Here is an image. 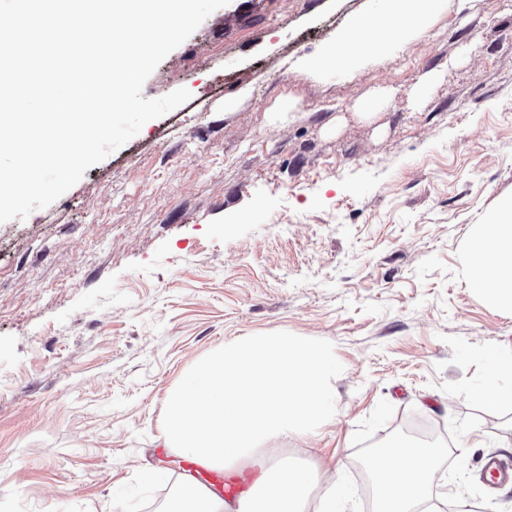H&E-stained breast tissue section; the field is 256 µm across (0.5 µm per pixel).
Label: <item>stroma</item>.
I'll return each mask as SVG.
<instances>
[{"label": "stroma", "mask_w": 512, "mask_h": 512, "mask_svg": "<svg viewBox=\"0 0 512 512\" xmlns=\"http://www.w3.org/2000/svg\"><path fill=\"white\" fill-rule=\"evenodd\" d=\"M367 0H229L147 78L185 104L48 207L0 223V512H159L182 376L286 336L331 365L332 421L267 441L371 512L369 448L437 431L438 512H512V311L473 288L478 225L512 199V0H443L429 30L339 70ZM491 364V378L488 383L486 389V396L498 399L502 397V393L498 390V387L495 383L496 377L501 373H510L512 372V355L510 357L494 354L490 358Z\"/></svg>", "instance_id": "stroma-1"}]
</instances>
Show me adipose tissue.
I'll use <instances>...</instances> for the list:
<instances>
[{
	"mask_svg": "<svg viewBox=\"0 0 512 512\" xmlns=\"http://www.w3.org/2000/svg\"><path fill=\"white\" fill-rule=\"evenodd\" d=\"M438 0H370L365 16L338 33L322 56L349 68L369 53L383 52L377 39L397 16L425 21ZM473 283L512 308V200L481 225L471 249ZM330 365L321 351L285 336L238 340L205 355L167 402L163 445L225 474L249 471V489L227 504L195 483H184L160 512H303L311 471L274 464L259 454L264 440L325 425ZM381 512H413L427 498L437 471L431 449L406 445L370 460Z\"/></svg>",
	"mask_w": 512,
	"mask_h": 512,
	"instance_id": "adipose-tissue-1",
	"label": "adipose tissue"
}]
</instances>
